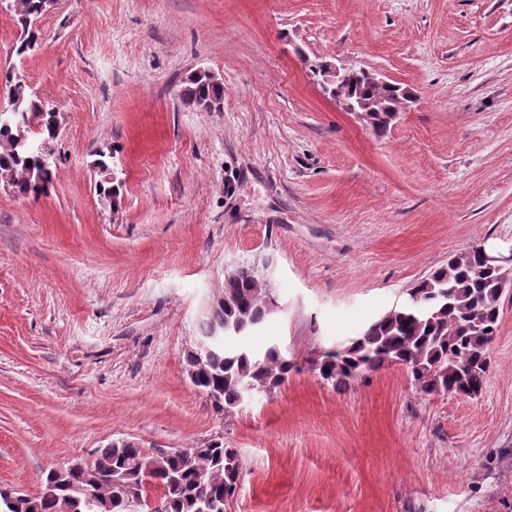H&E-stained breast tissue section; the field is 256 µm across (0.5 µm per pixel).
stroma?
<instances>
[{
    "mask_svg": "<svg viewBox=\"0 0 512 512\" xmlns=\"http://www.w3.org/2000/svg\"><path fill=\"white\" fill-rule=\"evenodd\" d=\"M20 33L0 9V70L61 125L46 193L0 186V485L37 493L122 438L216 441L243 459L224 512H512V289L475 399L304 366L219 412L186 373L228 269L278 303L249 347L304 365L450 258L512 255V0H57L39 50L16 55ZM308 58L415 101L377 134ZM203 68L221 108L179 96Z\"/></svg>",
    "mask_w": 512,
    "mask_h": 512,
    "instance_id": "35a3bbf8",
    "label": "stroma"
}]
</instances>
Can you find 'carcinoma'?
Returning a JSON list of instances; mask_svg holds the SVG:
<instances>
[{"label":"carcinoma","mask_w":512,"mask_h":512,"mask_svg":"<svg viewBox=\"0 0 512 512\" xmlns=\"http://www.w3.org/2000/svg\"><path fill=\"white\" fill-rule=\"evenodd\" d=\"M22 27L43 15L44 0H9ZM350 90L366 101L397 108L405 101L404 88L366 81L353 71ZM0 92L25 113L34 126L19 129L0 120V173L19 197H37L51 183L45 151L55 138L51 108L33 99L22 76L11 70ZM182 98L211 109L224 99V86L206 75L193 74L181 90ZM503 294L496 272L477 250L448 260L407 292L394 307L350 344L334 353L309 358L311 369L334 388H342L363 373L400 365L424 396L480 395L490 364V350L499 326ZM224 300L208 312L199 339L211 342L207 358L194 369L190 382L205 392L220 411L234 408L248 385L269 393L300 371L275 346L259 354L245 345L273 314L274 301L251 268L241 267L224 279ZM156 460L139 443L113 441L82 467L61 466L45 472L35 495L21 494L20 509L8 512H134L131 502L155 494L156 512H224V500L240 483L243 464L236 448L209 443L163 460L164 475L153 474ZM89 490L93 499L82 495Z\"/></svg>","instance_id":"obj_1"}]
</instances>
